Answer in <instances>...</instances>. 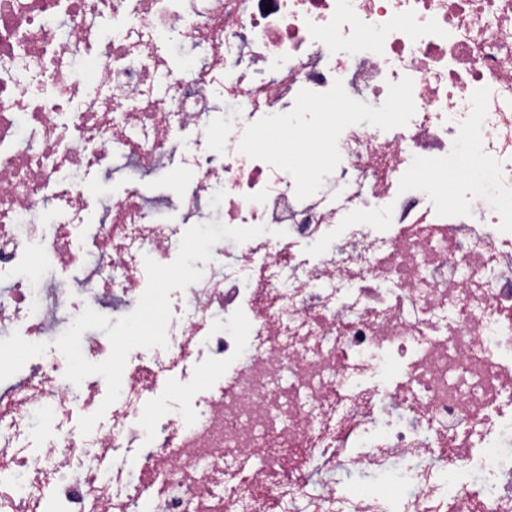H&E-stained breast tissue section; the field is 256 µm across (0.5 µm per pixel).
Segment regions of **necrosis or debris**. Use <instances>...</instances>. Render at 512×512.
Masks as SVG:
<instances>
[{
	"label": "necrosis or debris",
	"instance_id": "1",
	"mask_svg": "<svg viewBox=\"0 0 512 512\" xmlns=\"http://www.w3.org/2000/svg\"><path fill=\"white\" fill-rule=\"evenodd\" d=\"M167 36L204 67L175 68ZM92 52L100 71L79 84ZM340 87L383 109L344 120L335 177L302 194L247 144L323 128L302 103ZM219 127L223 165L181 152V224L128 188L84 232L88 167L113 157L153 176L175 132ZM472 137L478 173L425 189ZM218 192L224 233L191 287L164 285L178 308L163 343L92 333L91 312L125 311L176 264L183 225L207 223ZM48 209L65 215L49 235ZM318 241L336 248L310 252ZM36 248L72 280L29 273ZM20 336L78 348L0 389V512H255L260 484L282 512H512V0H0V348ZM106 354L120 398L64 385ZM205 358L228 379L161 391ZM154 402L162 416L141 427ZM100 407L96 427L74 424ZM39 409L52 430H36ZM277 446L398 480L317 485ZM230 460L256 470L228 492Z\"/></svg>",
	"mask_w": 512,
	"mask_h": 512
}]
</instances>
